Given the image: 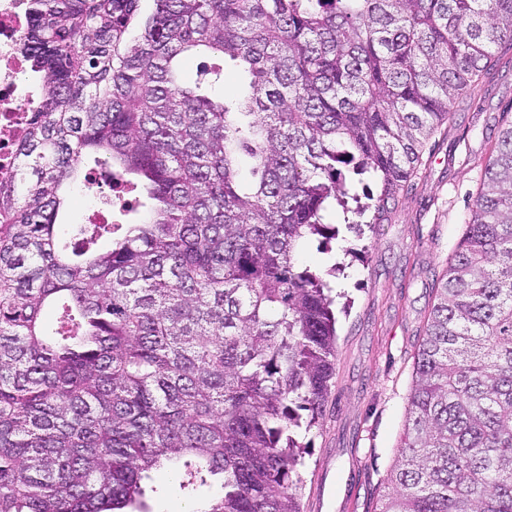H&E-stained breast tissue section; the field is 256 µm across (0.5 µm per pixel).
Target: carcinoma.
I'll return each mask as SVG.
<instances>
[{"instance_id": "cac0c4a2", "label": "carcinoma", "mask_w": 512, "mask_h": 512, "mask_svg": "<svg viewBox=\"0 0 512 512\" xmlns=\"http://www.w3.org/2000/svg\"><path fill=\"white\" fill-rule=\"evenodd\" d=\"M140 2L28 0L42 92L0 183V512H145L170 464L183 489L220 482L199 512H302L293 429L328 401L338 335L296 252L338 238L330 201L369 208L353 175L379 176L383 221L512 46V0ZM193 51L216 62L186 85ZM89 153L149 200L139 222L58 223L70 185L101 193ZM435 299L373 512H512V120Z\"/></svg>"}]
</instances>
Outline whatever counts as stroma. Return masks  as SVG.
<instances>
[{"mask_svg":"<svg viewBox=\"0 0 512 512\" xmlns=\"http://www.w3.org/2000/svg\"><path fill=\"white\" fill-rule=\"evenodd\" d=\"M494 62L456 99L451 120L426 142L422 162L375 231L356 237L350 227L372 222L329 206L323 221L337 240L315 238L301 249V265L326 272L351 302L339 316L336 375L331 394L297 471L303 512H373L385 491L413 383L414 355L435 302L434 287L459 244L476 199L482 168L512 113V46L493 50ZM150 512H184L191 498L168 472L152 474Z\"/></svg>","mask_w":512,"mask_h":512,"instance_id":"35a3bbf8","label":"stroma"}]
</instances>
